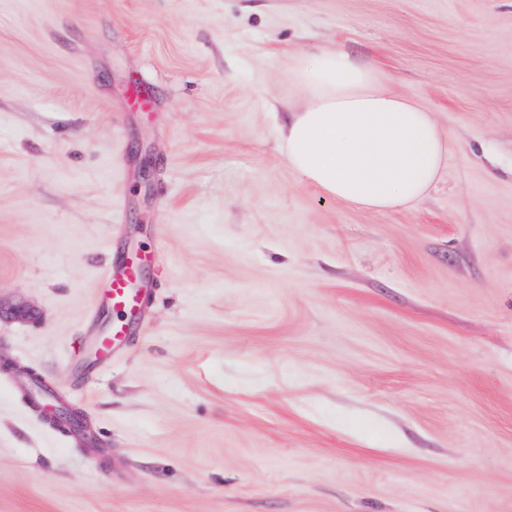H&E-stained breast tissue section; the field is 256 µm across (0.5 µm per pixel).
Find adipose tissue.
I'll return each mask as SVG.
<instances>
[{
	"mask_svg": "<svg viewBox=\"0 0 512 512\" xmlns=\"http://www.w3.org/2000/svg\"><path fill=\"white\" fill-rule=\"evenodd\" d=\"M294 77L305 100L278 138L300 182L373 211L413 203L430 190L450 143L429 112L385 90L375 69L334 48L300 54Z\"/></svg>",
	"mask_w": 512,
	"mask_h": 512,
	"instance_id": "obj_1",
	"label": "adipose tissue"
}]
</instances>
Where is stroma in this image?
Wrapping results in <instances>:
<instances>
[{
	"label": "stroma",
	"instance_id": "obj_1",
	"mask_svg": "<svg viewBox=\"0 0 512 512\" xmlns=\"http://www.w3.org/2000/svg\"><path fill=\"white\" fill-rule=\"evenodd\" d=\"M331 46L451 137L417 202L360 210L285 161L294 58ZM139 253L150 301L103 369L100 276ZM19 299L0 512H512V0H0ZM38 318V310L26 302L19 301L5 305L0 300V321L5 319L18 322H29ZM48 412L51 419L64 428L76 434L85 433L86 427L84 425L81 414L70 406L65 405H47Z\"/></svg>",
	"mask_w": 512,
	"mask_h": 512
}]
</instances>
